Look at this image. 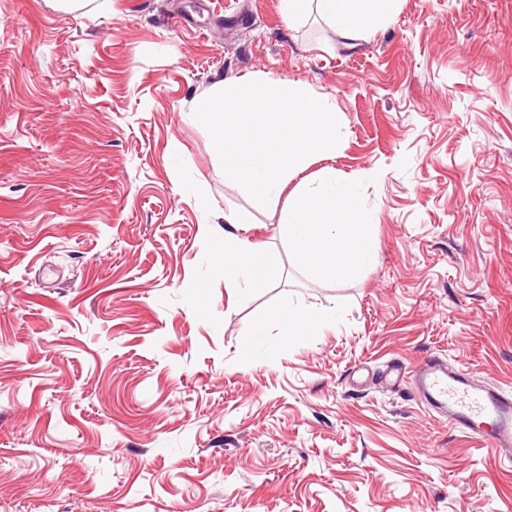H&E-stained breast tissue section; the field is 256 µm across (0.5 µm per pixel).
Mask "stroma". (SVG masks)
I'll return each mask as SVG.
<instances>
[{
	"instance_id": "1",
	"label": "stroma",
	"mask_w": 512,
	"mask_h": 512,
	"mask_svg": "<svg viewBox=\"0 0 512 512\" xmlns=\"http://www.w3.org/2000/svg\"><path fill=\"white\" fill-rule=\"evenodd\" d=\"M260 74L342 117L304 175L365 182L354 280L295 268L286 199L192 117ZM228 233L266 287L226 284ZM289 300L333 325L283 335ZM437 353L512 393V0L356 41L280 0H0V512H512V460L386 378Z\"/></svg>"
}]
</instances>
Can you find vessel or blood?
<instances>
[{
	"mask_svg": "<svg viewBox=\"0 0 512 512\" xmlns=\"http://www.w3.org/2000/svg\"><path fill=\"white\" fill-rule=\"evenodd\" d=\"M393 373L398 378L407 377L424 403L438 410L451 428L476 437L493 453L512 452V395L472 385L436 355L406 371L394 368Z\"/></svg>",
	"mask_w": 512,
	"mask_h": 512,
	"instance_id": "1",
	"label": "vessel or blood"
}]
</instances>
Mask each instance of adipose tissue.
Returning <instances> with one entry per match:
<instances>
[{
    "instance_id": "adipose-tissue-1",
    "label": "adipose tissue",
    "mask_w": 512,
    "mask_h": 512,
    "mask_svg": "<svg viewBox=\"0 0 512 512\" xmlns=\"http://www.w3.org/2000/svg\"><path fill=\"white\" fill-rule=\"evenodd\" d=\"M400 0H280V8L288 22H295L317 8L344 39L354 40L394 16ZM269 261L262 244L238 236L224 237V269L227 283H246L252 288L265 287L258 273L259 264Z\"/></svg>"
}]
</instances>
